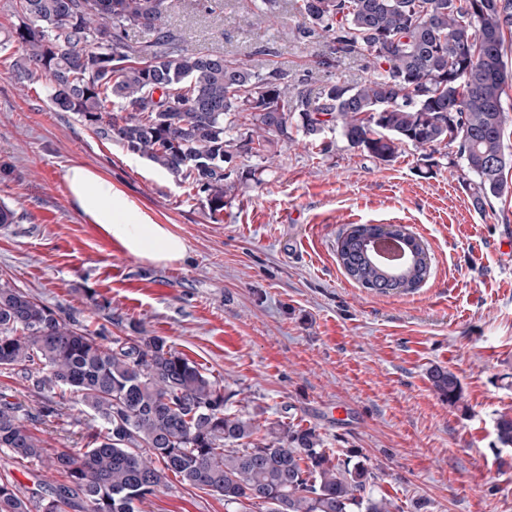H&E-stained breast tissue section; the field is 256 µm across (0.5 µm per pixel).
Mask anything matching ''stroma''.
<instances>
[{
  "label": "stroma",
  "instance_id": "stroma-1",
  "mask_svg": "<svg viewBox=\"0 0 512 512\" xmlns=\"http://www.w3.org/2000/svg\"><path fill=\"white\" fill-rule=\"evenodd\" d=\"M167 2L189 48L287 73L311 95L371 73L368 57L330 54L325 34L292 39L295 0L272 19L255 0ZM20 54L0 52V202L18 217L0 226V278L92 334L165 337L219 381L229 409L315 428L336 457L366 460L401 512H512V448L495 432L512 415V253L500 249L512 239V192L479 212L447 148L425 158L406 146L382 162L328 131L324 151L282 141L273 164L233 158L229 169L257 173L214 219L188 184L58 111L40 85L20 89ZM74 163L172 225L185 258L151 265L103 237L69 196ZM353 224L407 228L432 257L426 283L382 295L348 280L336 245ZM435 364L459 378L461 405L434 391ZM0 395L28 410L44 447L87 446L83 406L41 420L44 392L9 370ZM1 478L32 501L67 481L0 452ZM137 512L226 510L173 477Z\"/></svg>",
  "mask_w": 512,
  "mask_h": 512
}]
</instances>
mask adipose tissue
I'll return each mask as SVG.
<instances>
[{"label": "adipose tissue", "instance_id": "ef3b65f1", "mask_svg": "<svg viewBox=\"0 0 512 512\" xmlns=\"http://www.w3.org/2000/svg\"><path fill=\"white\" fill-rule=\"evenodd\" d=\"M65 181L84 218L124 251L151 264L167 265L185 258V239L126 198L102 173L74 164L67 168Z\"/></svg>", "mask_w": 512, "mask_h": 512}]
</instances>
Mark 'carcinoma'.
<instances>
[{"label": "carcinoma", "instance_id": "1", "mask_svg": "<svg viewBox=\"0 0 512 512\" xmlns=\"http://www.w3.org/2000/svg\"><path fill=\"white\" fill-rule=\"evenodd\" d=\"M13 9L18 24L0 49L22 50L17 84L45 81L58 110L189 182L214 217L234 188L224 164L237 156L266 163L271 147L295 141V132L313 144L333 130L385 162L404 145L424 157L454 146L474 209L508 192L502 95L512 0H296L295 38L322 32L331 52L366 54L373 66L365 81L315 97L286 73L263 76L252 64L188 48L168 28L167 0H15ZM139 26L154 37L129 41L127 30ZM241 113L245 132L235 123ZM382 234L381 225L355 224L338 238L345 274L379 294L416 290L411 270L371 265L364 239ZM0 368L59 392L42 406L43 418L61 416L71 394L98 423L88 434L92 447L50 452L26 426L28 410L0 396V449L69 478L36 502L38 512H135L171 475L240 512H400L374 492L372 467L333 460L315 429L264 428L230 412L218 381L166 338L102 341L5 280ZM428 379L448 403L462 399L447 368H430ZM495 430L499 444L512 447V416L499 415ZM0 512H30L8 480L0 481Z\"/></svg>", "mask_w": 512, "mask_h": 512}]
</instances>
